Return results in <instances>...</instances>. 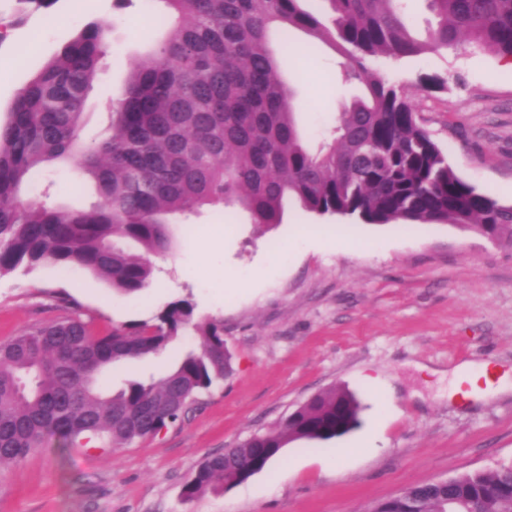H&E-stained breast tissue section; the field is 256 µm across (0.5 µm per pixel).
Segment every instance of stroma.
<instances>
[{"instance_id":"obj_1","label":"stroma","mask_w":512,"mask_h":512,"mask_svg":"<svg viewBox=\"0 0 512 512\" xmlns=\"http://www.w3.org/2000/svg\"><path fill=\"white\" fill-rule=\"evenodd\" d=\"M84 3L77 11L57 0L20 24L13 0H0V33L32 41L23 57L0 52V112L61 44L103 20L109 46L82 133L91 142L106 133L110 99L161 40L168 9L164 0ZM277 57L298 94L299 129L316 140L358 88L340 82V55L301 31H290ZM376 67L403 87L457 174L511 205L512 70L502 58L466 45ZM428 76L447 79V89L427 87ZM78 182L72 167L51 166L28 196L85 209L95 195ZM172 231L138 292L59 265L0 275V341L66 316L63 295L94 336L155 323L188 299L197 317L223 320L232 374L156 436L121 448L52 444L0 465V512H370L412 485L512 464V390L466 401L450 374L480 362L512 373V244L451 224H366L293 204L272 228L237 208L208 207ZM199 342L186 331L157 354L112 366L100 383L117 391L160 378ZM333 386L360 402L350 433L288 443L246 480L185 495L207 456L276 428Z\"/></svg>"}]
</instances>
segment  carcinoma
I'll return each instance as SVG.
<instances>
[{
    "label": "carcinoma",
    "instance_id": "obj_1",
    "mask_svg": "<svg viewBox=\"0 0 512 512\" xmlns=\"http://www.w3.org/2000/svg\"><path fill=\"white\" fill-rule=\"evenodd\" d=\"M176 22L149 61L112 100V133L82 138L85 101L108 49L109 25L87 23L15 95L0 123V274L25 265L84 269L121 292L146 288L153 267L118 248L171 245L168 225L205 206H239L251 223L282 221L287 198L319 215L367 224H455L512 244V206L460 178L409 105L403 88L373 69L457 49L461 40L512 58V0H429L435 23L416 36L401 0H324L331 24L301 0H164ZM290 27L344 58L341 79L362 96L314 145L298 128L293 90L278 77L273 30ZM75 168L99 201L87 210L31 202L34 173ZM170 303L154 325L93 336L80 315L36 324L0 341V463H18L51 439L113 448L155 436L197 395L233 372L224 322L194 320ZM193 327L201 337L165 377L108 393L114 363L161 351ZM359 424L344 387L319 392L277 429L208 456L187 480L193 497L264 470L290 442L328 441ZM478 512H512V466L418 484L399 493L405 512H445L448 501Z\"/></svg>",
    "mask_w": 512,
    "mask_h": 512
}]
</instances>
